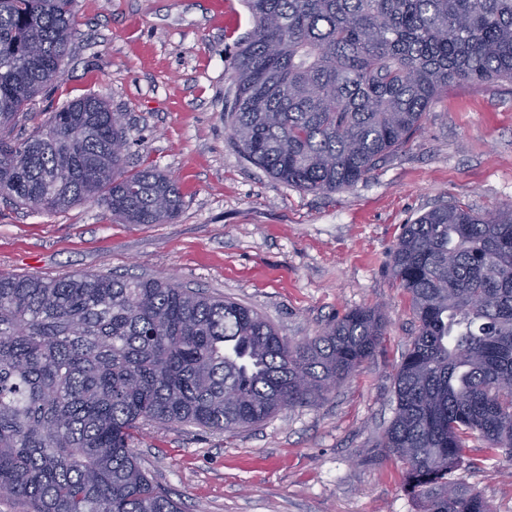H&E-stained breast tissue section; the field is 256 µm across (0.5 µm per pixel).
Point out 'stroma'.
Returning <instances> with one entry per match:
<instances>
[{"instance_id": "35a3bbf8", "label": "stroma", "mask_w": 512, "mask_h": 512, "mask_svg": "<svg viewBox=\"0 0 512 512\" xmlns=\"http://www.w3.org/2000/svg\"><path fill=\"white\" fill-rule=\"evenodd\" d=\"M231 2L217 22L209 0H78L63 84L28 109L103 100L128 128V170L174 179L181 206L168 224H126L92 202L52 213L0 202V272L170 282L249 306L293 342L380 306L379 348L324 400L233 432L146 422L133 448L183 512H420L404 464L378 446L416 334L391 255L403 226L436 204L512 203V82L449 85L356 184L304 191L248 162L224 121L232 61L253 28L244 0ZM466 453L480 464L455 479L512 512V457H487L479 441Z\"/></svg>"}]
</instances>
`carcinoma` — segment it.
<instances>
[{"instance_id": "carcinoma-1", "label": "carcinoma", "mask_w": 512, "mask_h": 512, "mask_svg": "<svg viewBox=\"0 0 512 512\" xmlns=\"http://www.w3.org/2000/svg\"><path fill=\"white\" fill-rule=\"evenodd\" d=\"M224 121L244 157L312 192L348 188L420 129L457 82H512V0H246ZM77 0H0V199L37 212L79 202L166 224L175 182L126 173L127 128L100 99L12 136L62 80ZM391 269L417 323L379 447L406 465L422 512H493L450 478L512 454V204L442 203L403 226ZM379 306L291 345L252 309L154 279L0 273V493L32 512H182L142 470L140 421L236 430L315 403L381 343Z\"/></svg>"}]
</instances>
